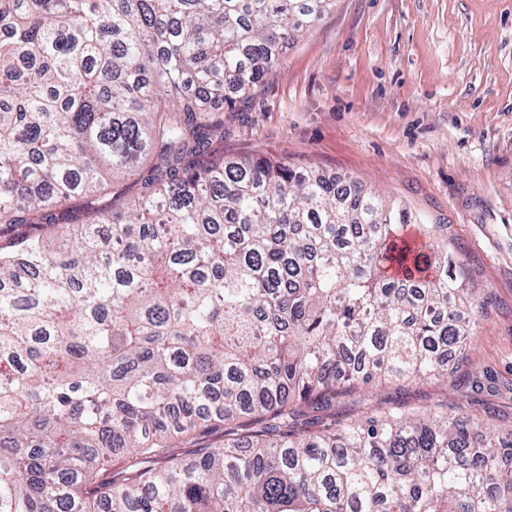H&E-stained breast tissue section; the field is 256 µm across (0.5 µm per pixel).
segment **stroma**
Wrapping results in <instances>:
<instances>
[{"label":"stroma","mask_w":512,"mask_h":512,"mask_svg":"<svg viewBox=\"0 0 512 512\" xmlns=\"http://www.w3.org/2000/svg\"><path fill=\"white\" fill-rule=\"evenodd\" d=\"M214 147L350 176L447 225L485 305L458 371L497 375L481 399L512 428V0H335ZM377 394L458 399L441 382Z\"/></svg>","instance_id":"1"}]
</instances>
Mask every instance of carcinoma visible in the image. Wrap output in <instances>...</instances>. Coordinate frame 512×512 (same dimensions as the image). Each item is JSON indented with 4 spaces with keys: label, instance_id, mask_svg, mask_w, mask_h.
Masks as SVG:
<instances>
[{
    "label": "carcinoma",
    "instance_id": "obj_1",
    "mask_svg": "<svg viewBox=\"0 0 512 512\" xmlns=\"http://www.w3.org/2000/svg\"><path fill=\"white\" fill-rule=\"evenodd\" d=\"M332 2L0 0V512H512V430L371 398L470 338L448 225L211 150Z\"/></svg>",
    "mask_w": 512,
    "mask_h": 512
}]
</instances>
